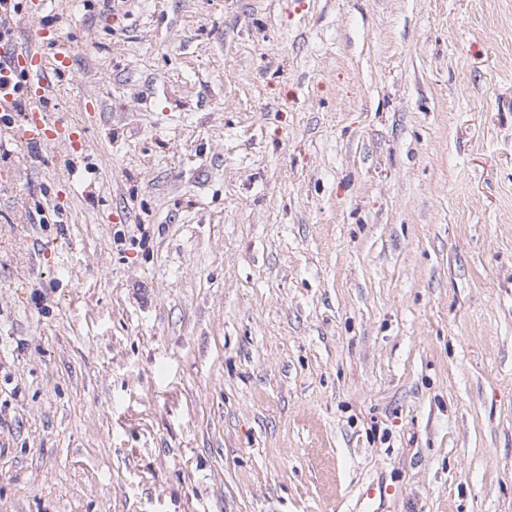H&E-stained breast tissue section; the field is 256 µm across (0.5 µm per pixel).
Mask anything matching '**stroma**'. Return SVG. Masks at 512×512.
I'll return each mask as SVG.
<instances>
[{"mask_svg": "<svg viewBox=\"0 0 512 512\" xmlns=\"http://www.w3.org/2000/svg\"><path fill=\"white\" fill-rule=\"evenodd\" d=\"M57 6L84 161L0 158V512H512V0ZM393 495V491L389 486L381 484H369L364 486L359 493V501L362 503V508L372 509L377 506L374 510H364L361 512H383L382 506L386 500Z\"/></svg>", "mask_w": 512, "mask_h": 512, "instance_id": "obj_1", "label": "stroma"}]
</instances>
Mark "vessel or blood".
<instances>
[{
	"instance_id": "vessel-or-blood-1",
	"label": "vessel or blood",
	"mask_w": 512,
	"mask_h": 512,
	"mask_svg": "<svg viewBox=\"0 0 512 512\" xmlns=\"http://www.w3.org/2000/svg\"><path fill=\"white\" fill-rule=\"evenodd\" d=\"M51 0H26L21 21L23 28L18 41L8 54L0 53V112L10 111L15 103L14 82H21L26 92L30 123L21 138L25 145L45 149L67 145L75 130L68 113L50 109L56 97L60 76L69 64L73 46L62 32L65 15H58V28L54 33L37 32L29 35L28 29L46 12ZM390 487L381 484L364 486L359 501L367 512L383 506L391 496Z\"/></svg>"
}]
</instances>
